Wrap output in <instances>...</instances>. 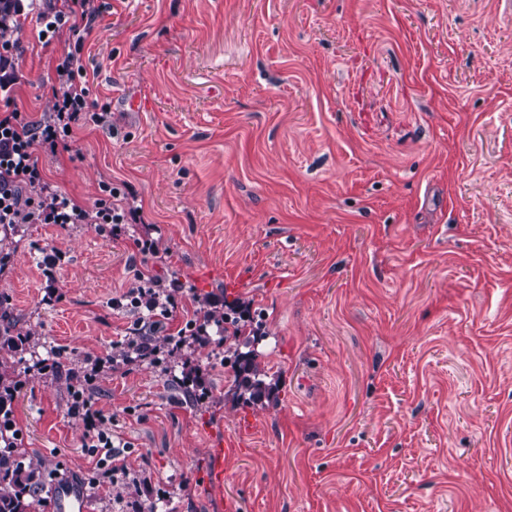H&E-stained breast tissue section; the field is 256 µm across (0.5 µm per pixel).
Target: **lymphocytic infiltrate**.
<instances>
[{
    "mask_svg": "<svg viewBox=\"0 0 512 512\" xmlns=\"http://www.w3.org/2000/svg\"><path fill=\"white\" fill-rule=\"evenodd\" d=\"M35 12L43 46L59 42L62 36L74 41L62 50L55 67L61 93L45 117L33 121L26 113L11 111L0 115V225L3 224H91L103 236H124L127 225L136 223L140 208L130 185L102 183L101 195L93 206L78 204L47 178L39 160L40 153L70 150L77 130L86 124L107 126L108 110L99 109L89 98L86 72L80 51L84 36L90 33L100 15L95 0H0V91H10L17 78L11 68L25 51L22 26L15 17L21 10ZM141 265L132 267L126 291L112 306L128 311L133 321L129 337H135L137 355L134 366H158L162 361L183 358L186 348L210 347L220 351L223 341L212 338L210 327L215 321V301H207L197 309L177 333H169L167 322L190 295L180 279L164 280L150 273L147 264L159 256L155 240L135 239ZM125 340L113 342L111 353L97 357L77 374L81 384L68 403L70 415L82 420L85 448L96 457L98 468L109 480L127 477L123 464L124 444L115 442L106 429V415L97 406L94 390L97 381L116 364L118 353L127 347Z\"/></svg>",
    "mask_w": 512,
    "mask_h": 512,
    "instance_id": "1",
    "label": "lymphocytic infiltrate"
}]
</instances>
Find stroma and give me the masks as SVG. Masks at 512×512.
<instances>
[{"label": "stroma", "instance_id": "obj_1", "mask_svg": "<svg viewBox=\"0 0 512 512\" xmlns=\"http://www.w3.org/2000/svg\"><path fill=\"white\" fill-rule=\"evenodd\" d=\"M82 53L112 125L41 156L84 205L105 181L143 207L128 238L21 224L0 293L46 356L110 351L131 317L133 241L152 273L249 304L279 404L235 397L210 349L209 401L160 369L96 385L131 482L104 481L62 379L12 404L25 459L88 490L89 512H512V10L502 0H97ZM14 101L54 103L34 18ZM65 255L42 304L43 253ZM232 437L224 488L207 452Z\"/></svg>", "mask_w": 512, "mask_h": 512}]
</instances>
